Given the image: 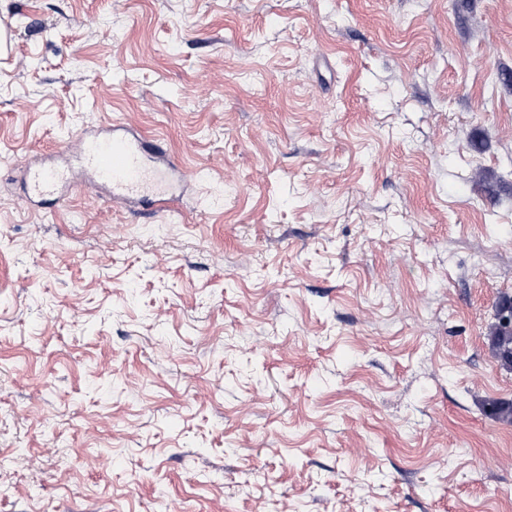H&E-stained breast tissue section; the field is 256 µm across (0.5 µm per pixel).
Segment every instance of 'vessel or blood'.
<instances>
[{
  "instance_id": "vessel-or-blood-1",
  "label": "vessel or blood",
  "mask_w": 512,
  "mask_h": 512,
  "mask_svg": "<svg viewBox=\"0 0 512 512\" xmlns=\"http://www.w3.org/2000/svg\"><path fill=\"white\" fill-rule=\"evenodd\" d=\"M82 146L77 155L80 169L89 173L93 189H107L113 200L137 210L147 193H154L155 212L171 211L179 202L173 188L155 190L158 178L172 173L165 144L146 141L141 134L123 124L108 130L91 131L81 137ZM152 156L153 167H146L145 156ZM62 175L53 165L42 163L30 175L31 192L41 195L54 191Z\"/></svg>"
}]
</instances>
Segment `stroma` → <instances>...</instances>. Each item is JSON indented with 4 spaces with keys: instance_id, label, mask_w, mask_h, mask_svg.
<instances>
[{
    "instance_id": "35a3bbf8",
    "label": "stroma",
    "mask_w": 512,
    "mask_h": 512,
    "mask_svg": "<svg viewBox=\"0 0 512 512\" xmlns=\"http://www.w3.org/2000/svg\"><path fill=\"white\" fill-rule=\"evenodd\" d=\"M0 37V512H512V0H0ZM116 121L178 212L75 173ZM62 180V175L51 164L41 163L35 166L30 175L31 192L41 195L54 191ZM493 357L507 370H512V331H505L498 322H494L486 336Z\"/></svg>"
}]
</instances>
